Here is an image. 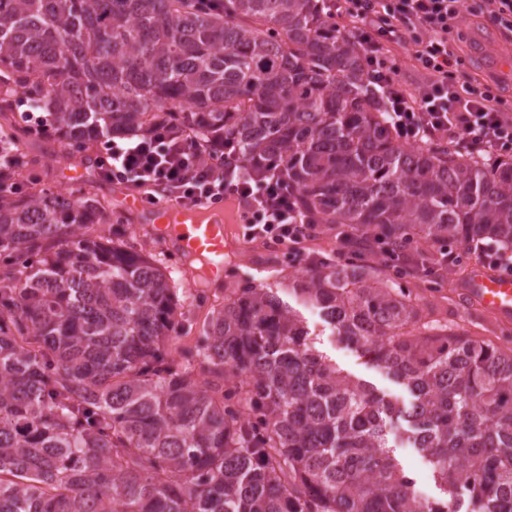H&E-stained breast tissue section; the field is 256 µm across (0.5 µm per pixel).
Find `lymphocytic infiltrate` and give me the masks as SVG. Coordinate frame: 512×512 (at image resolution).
<instances>
[{
  "label": "lymphocytic infiltrate",
  "instance_id": "obj_1",
  "mask_svg": "<svg viewBox=\"0 0 512 512\" xmlns=\"http://www.w3.org/2000/svg\"><path fill=\"white\" fill-rule=\"evenodd\" d=\"M463 0H336L332 17L361 46L369 76L386 100V124L401 144L445 139L460 153L487 162L512 155V114L502 111L498 85H457L459 60L448 44ZM409 48L410 59L431 81L410 93L397 80L398 63L383 55ZM98 176L142 189L148 202L173 197L194 205L238 201L244 239L283 246L298 265H311L306 248L316 226L297 192L278 174L248 175L233 158L216 159L195 137L158 118L143 138L100 141Z\"/></svg>",
  "mask_w": 512,
  "mask_h": 512
}]
</instances>
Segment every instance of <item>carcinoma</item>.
<instances>
[{
	"label": "carcinoma",
	"mask_w": 512,
	"mask_h": 512,
	"mask_svg": "<svg viewBox=\"0 0 512 512\" xmlns=\"http://www.w3.org/2000/svg\"><path fill=\"white\" fill-rule=\"evenodd\" d=\"M3 88L78 148L167 112L279 168L315 223L415 244L424 274L444 244L512 251V158L400 145L331 0H0ZM108 219L85 194L0 193V512H512V352L321 255L291 294L408 400L326 362L271 288L232 289L179 363L177 294ZM397 426L442 496L399 468Z\"/></svg>",
	"instance_id": "carcinoma-1"
}]
</instances>
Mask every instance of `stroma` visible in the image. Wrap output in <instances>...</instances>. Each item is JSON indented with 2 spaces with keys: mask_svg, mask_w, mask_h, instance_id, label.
I'll return each instance as SVG.
<instances>
[{
  "mask_svg": "<svg viewBox=\"0 0 512 512\" xmlns=\"http://www.w3.org/2000/svg\"><path fill=\"white\" fill-rule=\"evenodd\" d=\"M464 3L463 17L451 37L461 59L454 78L461 85L475 80L498 83L506 109L512 113V32L492 24L480 6V0H464ZM21 149L31 160L32 171L40 177L38 183L27 186V194L48 191L68 199L82 191L98 197L109 206L113 224L121 225L124 234L131 238L143 255L165 261L169 284L177 291L182 311L179 327L164 344L167 357L179 358L183 348L196 344L205 318L223 307L226 289L263 286L278 290L284 297L288 294L287 279L301 274L300 268L292 263L275 262V249L270 248L257 255L246 242L240 250L225 255L223 279L208 280L207 266H200L193 272L186 267L183 258L173 257L171 244L156 234L149 210L124 209L126 186L99 180L95 169L88 164L89 152L75 149L56 136L22 141ZM75 159L86 163L78 175L74 174L71 166ZM474 264L472 256L461 255L458 283L451 287L437 288L413 278L408 279L407 284L421 304L431 309V317L438 324L457 328L502 347L512 345V321H502L472 305L459 287ZM297 312L310 332L316 351L327 361L377 392L401 401L407 399L406 390L392 376L360 357L334 336L315 309L301 306Z\"/></svg>",
  "mask_w": 512,
  "mask_h": 512,
  "instance_id": "35a3bbf8",
  "label": "stroma"
}]
</instances>
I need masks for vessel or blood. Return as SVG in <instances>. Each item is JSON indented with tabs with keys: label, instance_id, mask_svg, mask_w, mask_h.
<instances>
[{
	"label": "vessel or blood",
	"instance_id": "1",
	"mask_svg": "<svg viewBox=\"0 0 512 512\" xmlns=\"http://www.w3.org/2000/svg\"><path fill=\"white\" fill-rule=\"evenodd\" d=\"M153 218L158 235L174 242L179 253L190 257L207 255L210 259V278L221 279L229 240L226 225L213 220L203 221L196 217L191 208L174 215L158 210ZM464 293L499 317L507 320L512 318V276H503L494 270L476 266L464 284Z\"/></svg>",
	"mask_w": 512,
	"mask_h": 512
}]
</instances>
